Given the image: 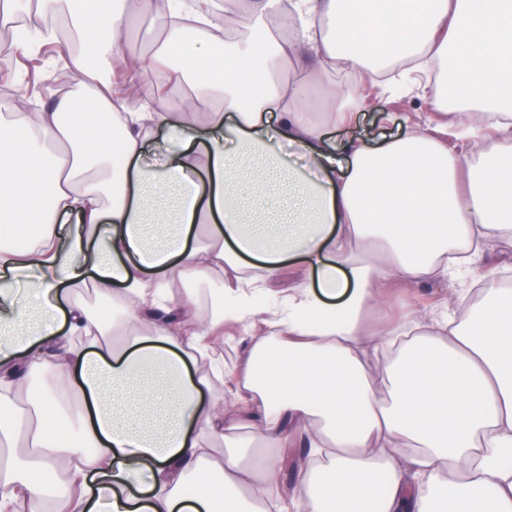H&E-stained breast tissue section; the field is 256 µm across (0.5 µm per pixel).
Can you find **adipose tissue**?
Wrapping results in <instances>:
<instances>
[{"label":"adipose tissue","instance_id":"ef3b65f1","mask_svg":"<svg viewBox=\"0 0 512 512\" xmlns=\"http://www.w3.org/2000/svg\"><path fill=\"white\" fill-rule=\"evenodd\" d=\"M378 2L106 0L96 21L85 0H0L1 28L39 38L63 9L88 45L50 106L0 97V512H259L288 454L290 512H512V289H461L460 318L363 322L382 279L419 285L453 255L512 248V0ZM226 14L265 39L219 49L182 22ZM146 15L163 36L129 54ZM398 57L431 75L436 118L377 143L327 137L357 115L331 83L309 104L321 73L371 80ZM108 58L121 85L98 78ZM141 91L168 103L131 111ZM160 130L176 147L147 161ZM290 260L316 280L272 306L264 284ZM224 268L209 313L158 298ZM264 315L278 332L225 378L232 403L203 404L199 358ZM44 373L53 387L24 398Z\"/></svg>","mask_w":512,"mask_h":512}]
</instances>
